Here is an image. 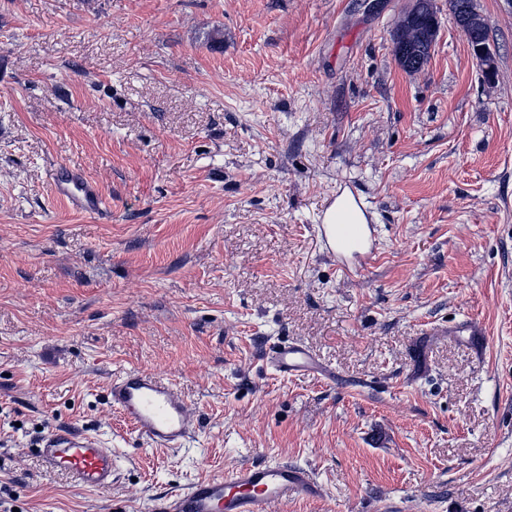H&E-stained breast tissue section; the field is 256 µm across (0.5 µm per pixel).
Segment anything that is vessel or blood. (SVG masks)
Here are the masks:
<instances>
[{"label":"vessel or blood","instance_id":"obj_1","mask_svg":"<svg viewBox=\"0 0 512 512\" xmlns=\"http://www.w3.org/2000/svg\"><path fill=\"white\" fill-rule=\"evenodd\" d=\"M57 196L80 210L100 212L103 196L93 181L77 170L57 166L51 173ZM337 253L359 251L366 238L362 224H338ZM267 359L276 372L295 375L323 373L313 353L297 342L278 341L268 347ZM107 399L132 425L136 435L159 448H183L196 432V420L177 387L169 380L143 371L118 374ZM47 468L66 473L75 487L107 491L112 487L115 462L101 437L71 427L48 431L39 444ZM325 490L313 473L288 463L248 464L223 478L196 481L155 505L154 512H269L272 503L322 498Z\"/></svg>","mask_w":512,"mask_h":512}]
</instances>
